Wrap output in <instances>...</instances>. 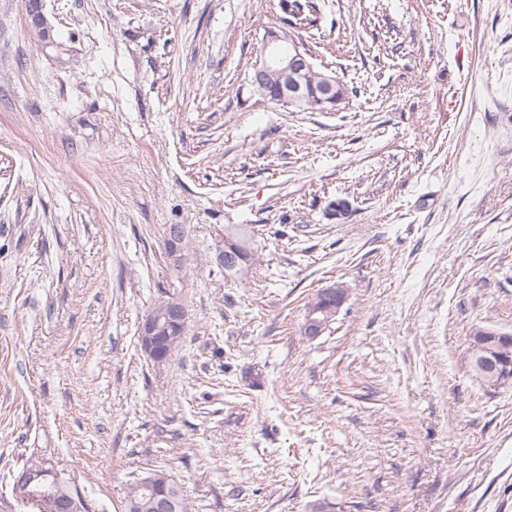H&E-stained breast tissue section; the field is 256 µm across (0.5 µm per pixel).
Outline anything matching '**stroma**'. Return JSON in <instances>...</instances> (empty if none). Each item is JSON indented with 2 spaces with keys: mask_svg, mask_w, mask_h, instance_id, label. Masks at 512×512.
Segmentation results:
<instances>
[{
  "mask_svg": "<svg viewBox=\"0 0 512 512\" xmlns=\"http://www.w3.org/2000/svg\"><path fill=\"white\" fill-rule=\"evenodd\" d=\"M307 2L45 0V48L0 0V512H44L9 487L31 463L89 512L160 467L191 512H512V386L465 358L471 326L512 332V0ZM289 21L335 111L254 93ZM171 286L190 318L157 366L138 330ZM183 225L175 224L164 228V249L168 267L173 272H181L185 265L184 243L185 229ZM229 228H236L232 225H225V232H229ZM239 230V229H238ZM247 253V256L245 253ZM240 255L242 260H240ZM220 259L224 262V277L227 279H236L245 274L252 263L251 253L247 245L243 242L242 245L238 243L232 236L224 235V249L220 252ZM242 261V262H241ZM347 296L348 288L340 283L318 291L306 305L302 327L304 335L310 338L320 336L339 313Z\"/></svg>",
  "mask_w": 512,
  "mask_h": 512,
  "instance_id": "stroma-1",
  "label": "stroma"
}]
</instances>
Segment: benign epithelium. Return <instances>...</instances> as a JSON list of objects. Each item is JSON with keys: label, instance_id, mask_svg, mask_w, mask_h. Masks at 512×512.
<instances>
[{"label": "benign epithelium", "instance_id": "7a95c632", "mask_svg": "<svg viewBox=\"0 0 512 512\" xmlns=\"http://www.w3.org/2000/svg\"><path fill=\"white\" fill-rule=\"evenodd\" d=\"M29 23L42 30V42L51 40V27L43 12V0H26ZM314 55L286 27L270 28L264 36V55L253 68L251 85L274 87L279 104L292 110H304L313 101L323 111H333L344 101L337 91L336 77L329 74L319 76V85L309 84L307 78L314 73ZM185 229L180 224L164 228V249L168 267L173 272L182 271L185 265ZM247 245L235 238L224 236V249L220 259L224 262V277L236 279L245 274L252 263L247 255ZM348 296L343 284L318 291L305 310L304 335L315 338L321 335L339 313ZM189 311L183 299L170 292L158 301V309L149 312L139 326V343L147 358L155 364L170 359L172 351L182 344ZM468 367L474 379L490 389L512 385V332L484 326L475 332L468 349ZM138 483H150L156 487L153 497L156 512H170L173 506L168 480L160 479L148 472ZM52 512H84L81 494L74 488L64 494L50 497Z\"/></svg>", "mask_w": 512, "mask_h": 512}]
</instances>
